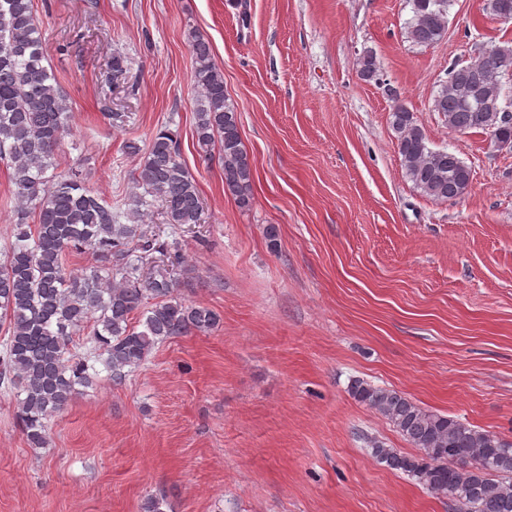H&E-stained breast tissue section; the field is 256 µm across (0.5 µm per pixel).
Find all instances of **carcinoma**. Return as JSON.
I'll use <instances>...</instances> for the list:
<instances>
[{
	"mask_svg": "<svg viewBox=\"0 0 512 512\" xmlns=\"http://www.w3.org/2000/svg\"><path fill=\"white\" fill-rule=\"evenodd\" d=\"M452 0H412L408 38L431 47L445 35ZM197 90L194 133L201 155L218 152L224 191L242 210L253 204V168L242 142L236 108L224 90V73L210 43L188 33ZM34 0H0V160L7 162L15 208L11 240L0 252V313L8 339L0 354V386L16 390V419L33 448L49 443L48 420L63 411L80 387L92 385L94 360L119 385L153 348L221 322L213 309L186 301L169 269L185 266L178 243L147 234L144 217L161 208L174 226L199 224L202 204L196 180L182 160L178 134L156 131L131 174L126 200L112 204L85 184L83 171H56L55 155L71 134V104L44 53ZM481 49L453 64L434 96V111L449 131H481L512 141V120L482 105L503 97L502 76L512 68ZM358 74L384 83L373 51L359 57ZM405 177L423 195L453 201L470 184L467 164L434 149L404 105L390 115ZM36 217V223L28 222ZM88 253L94 264L67 271L64 257ZM159 253L167 267L143 275L133 256ZM142 312L141 327L132 316ZM87 332L86 342L75 337ZM349 395L374 410L418 453L369 441L371 455L416 481L456 512H512V443L468 423L426 409L403 393L354 379Z\"/></svg>",
	"mask_w": 512,
	"mask_h": 512,
	"instance_id": "carcinoma-1",
	"label": "carcinoma"
}]
</instances>
